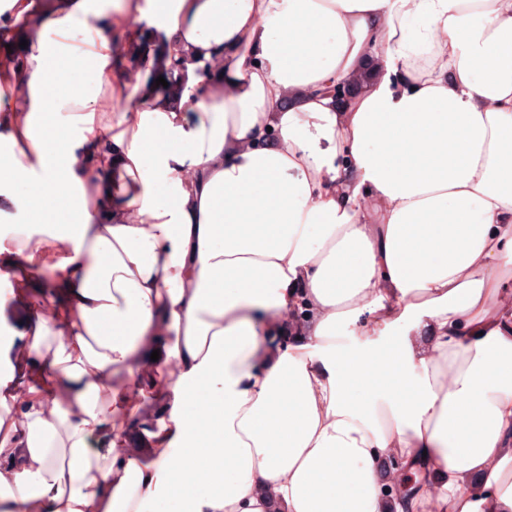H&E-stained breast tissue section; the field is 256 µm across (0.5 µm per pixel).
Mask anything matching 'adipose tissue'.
<instances>
[{
	"label": "adipose tissue",
	"mask_w": 512,
	"mask_h": 512,
	"mask_svg": "<svg viewBox=\"0 0 512 512\" xmlns=\"http://www.w3.org/2000/svg\"><path fill=\"white\" fill-rule=\"evenodd\" d=\"M142 21L201 96L115 76ZM17 23L0 278L53 297L0 337V512L182 483L211 492L181 512H512V0H0Z\"/></svg>",
	"instance_id": "obj_1"
}]
</instances>
